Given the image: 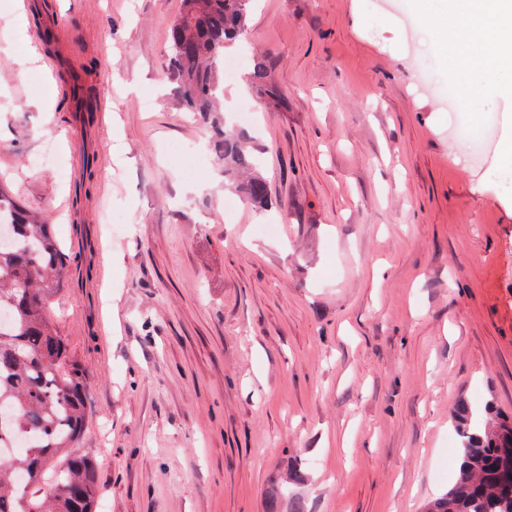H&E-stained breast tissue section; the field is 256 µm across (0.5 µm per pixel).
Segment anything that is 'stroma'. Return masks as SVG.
Masks as SVG:
<instances>
[{"mask_svg": "<svg viewBox=\"0 0 512 512\" xmlns=\"http://www.w3.org/2000/svg\"><path fill=\"white\" fill-rule=\"evenodd\" d=\"M0 0V189L71 257L49 314L84 373L98 512H423L462 444L453 409L512 416V99L478 155L437 0H253L224 121L273 201L224 206L207 121L167 77L180 0H51L110 121L70 215L80 115ZM285 106L249 80L253 54Z\"/></svg>", "mask_w": 512, "mask_h": 512, "instance_id": "stroma-1", "label": "stroma"}]
</instances>
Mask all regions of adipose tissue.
I'll return each instance as SVG.
<instances>
[{
  "label": "adipose tissue",
  "mask_w": 512,
  "mask_h": 512,
  "mask_svg": "<svg viewBox=\"0 0 512 512\" xmlns=\"http://www.w3.org/2000/svg\"><path fill=\"white\" fill-rule=\"evenodd\" d=\"M437 18L463 48L459 69L473 76L463 94L512 97V83L498 81L512 75V0H445Z\"/></svg>",
  "instance_id": "adipose-tissue-1"
}]
</instances>
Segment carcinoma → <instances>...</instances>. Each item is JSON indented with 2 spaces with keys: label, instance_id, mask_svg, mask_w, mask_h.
<instances>
[{
  "label": "carcinoma",
  "instance_id": "carcinoma-1",
  "mask_svg": "<svg viewBox=\"0 0 512 512\" xmlns=\"http://www.w3.org/2000/svg\"><path fill=\"white\" fill-rule=\"evenodd\" d=\"M252 0H181L170 29L169 75L180 105L210 120L224 176L253 206L268 203V186L244 140L215 117L221 111L220 63L228 45L243 37ZM252 83L274 104L281 91L269 82L264 57L253 58ZM16 215L9 238L0 234V448L16 435L23 449L0 454V512H95L94 464L70 448L87 417L84 375L47 314L68 263L51 225L23 212L0 189V215ZM475 419L457 402L463 437L459 475L426 512H512V420L493 413Z\"/></svg>",
  "mask_w": 512,
  "mask_h": 512
}]
</instances>
